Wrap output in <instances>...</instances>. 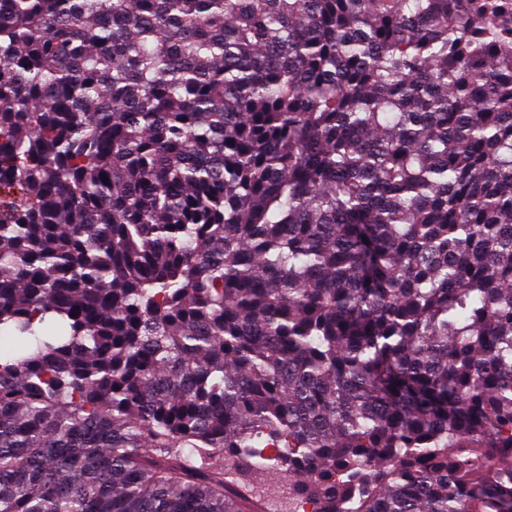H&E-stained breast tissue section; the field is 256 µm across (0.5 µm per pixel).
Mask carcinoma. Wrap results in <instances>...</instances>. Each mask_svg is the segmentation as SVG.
Here are the masks:
<instances>
[{"label": "carcinoma", "instance_id": "1", "mask_svg": "<svg viewBox=\"0 0 512 512\" xmlns=\"http://www.w3.org/2000/svg\"><path fill=\"white\" fill-rule=\"evenodd\" d=\"M0 184V512H512V0H0Z\"/></svg>", "mask_w": 512, "mask_h": 512}]
</instances>
